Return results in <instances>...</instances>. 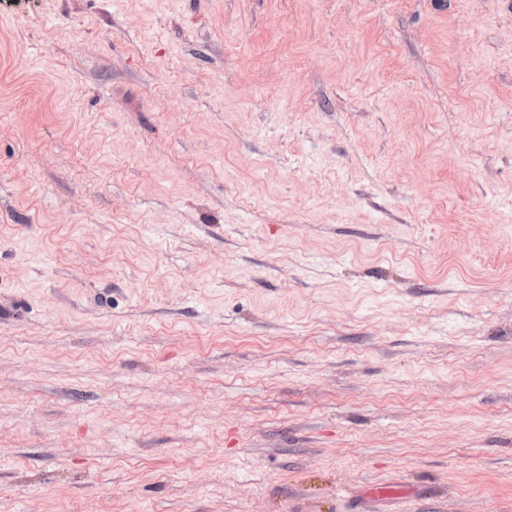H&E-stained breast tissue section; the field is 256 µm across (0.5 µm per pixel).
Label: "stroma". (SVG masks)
Returning a JSON list of instances; mask_svg holds the SVG:
<instances>
[{"label":"stroma","instance_id":"stroma-1","mask_svg":"<svg viewBox=\"0 0 512 512\" xmlns=\"http://www.w3.org/2000/svg\"><path fill=\"white\" fill-rule=\"evenodd\" d=\"M0 512H512V0H0Z\"/></svg>","mask_w":512,"mask_h":512}]
</instances>
